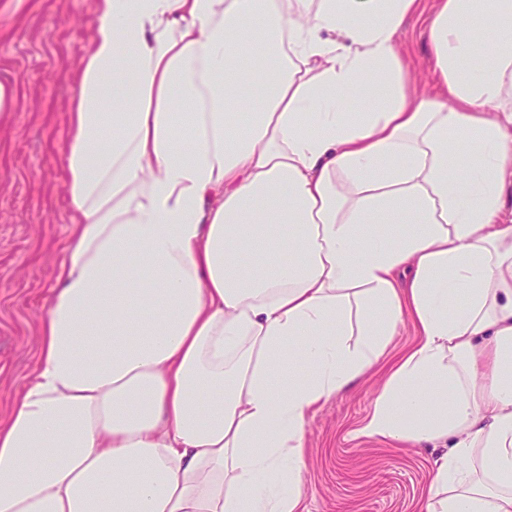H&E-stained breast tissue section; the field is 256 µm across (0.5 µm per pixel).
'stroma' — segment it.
Segmentation results:
<instances>
[{
    "label": "stroma",
    "instance_id": "1",
    "mask_svg": "<svg viewBox=\"0 0 512 512\" xmlns=\"http://www.w3.org/2000/svg\"><path fill=\"white\" fill-rule=\"evenodd\" d=\"M95 4L0 0V84L17 99L15 109L0 112V419L33 371L40 322L66 256L68 119ZM430 10L431 0H421L400 36L406 79L425 88ZM418 339L404 320L365 380L310 417L302 474L307 512H422L435 448L349 437L370 412L390 364Z\"/></svg>",
    "mask_w": 512,
    "mask_h": 512
}]
</instances>
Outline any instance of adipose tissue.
<instances>
[{"label": "adipose tissue", "mask_w": 512, "mask_h": 512, "mask_svg": "<svg viewBox=\"0 0 512 512\" xmlns=\"http://www.w3.org/2000/svg\"><path fill=\"white\" fill-rule=\"evenodd\" d=\"M418 3L96 0L0 512H305L309 418L407 316L354 437L444 445L424 512H512V0H436L430 93ZM431 1L422 0L418 11L409 17L400 36L402 60L406 79L420 87L430 86L429 48L427 26Z\"/></svg>", "instance_id": "1"}]
</instances>
